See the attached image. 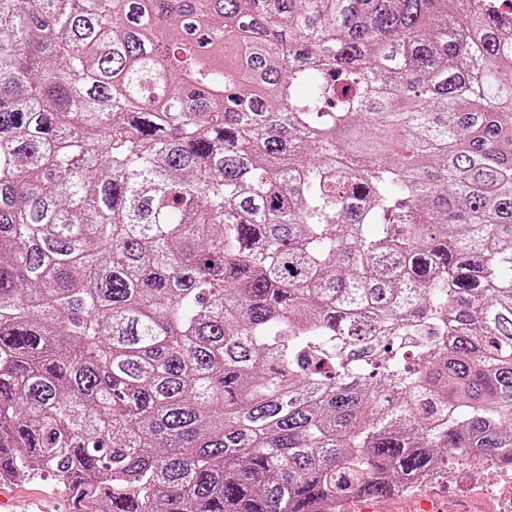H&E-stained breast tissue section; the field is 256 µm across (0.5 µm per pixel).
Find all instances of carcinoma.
<instances>
[{"instance_id":"cac0c4a2","label":"carcinoma","mask_w":512,"mask_h":512,"mask_svg":"<svg viewBox=\"0 0 512 512\" xmlns=\"http://www.w3.org/2000/svg\"><path fill=\"white\" fill-rule=\"evenodd\" d=\"M512 469V14L0 0V483L340 512Z\"/></svg>"}]
</instances>
